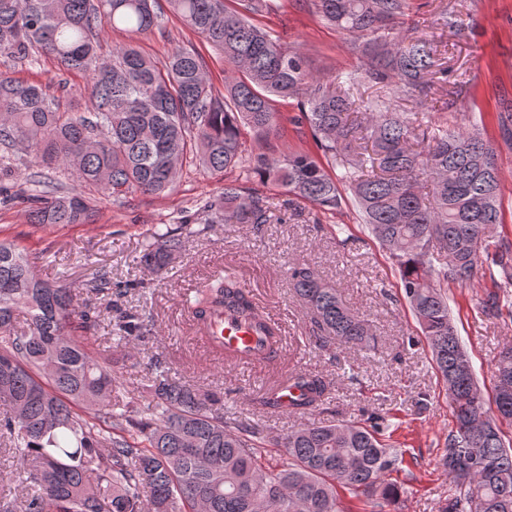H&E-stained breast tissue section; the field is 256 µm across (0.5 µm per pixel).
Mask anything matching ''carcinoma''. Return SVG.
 <instances>
[{
    "instance_id": "cac0c4a2",
    "label": "carcinoma",
    "mask_w": 512,
    "mask_h": 512,
    "mask_svg": "<svg viewBox=\"0 0 512 512\" xmlns=\"http://www.w3.org/2000/svg\"><path fill=\"white\" fill-rule=\"evenodd\" d=\"M192 32L220 50L230 67L219 97L202 58L177 48L160 65L134 43L101 57L102 33L131 35L157 25L160 0H0V56L26 60L41 51L67 72L87 78V112L67 107L71 91L49 96L37 84L0 73V170L24 166L16 195L30 204L32 224H93L100 199L139 191L161 195L185 163L213 173L258 176L334 213L349 193L363 224L389 253L403 299L414 314L448 391L453 427L440 459L450 494L439 512H512V451L498 420L512 423V346L495 371V409L474 373L448 307V287L467 286L489 271L480 298L486 318L512 319V242H491L502 223L500 168L478 132L433 115L435 91L448 93V69L435 64L425 40L402 34L409 0H314L318 18L364 39L357 69L313 75L300 47L249 16L280 8L273 0H165ZM363 84L377 94L357 104ZM411 98L417 111L401 112ZM279 99L297 101L289 118L308 127L315 150L278 156L246 148L248 133L282 138ZM498 124L512 138V104ZM46 165L76 183L66 187L29 172ZM226 224H266L270 203L242 180H224L205 204ZM186 225L157 234L143 255L162 270L185 243ZM290 277L315 315L321 348H365L368 320L309 265ZM229 307L263 326V312L230 277L198 292L194 317ZM97 318L76 305L64 282L37 278L29 256L0 242V438L10 440L23 512H351L340 490L363 497L369 512L397 501L390 475L404 462L382 436L385 416L355 423L304 425L270 438L258 424L224 419L211 390L152 377L144 401L112 402V367L71 333L74 320ZM300 392L292 412L322 404L323 377L294 370ZM287 462L273 465L268 449Z\"/></svg>"
}]
</instances>
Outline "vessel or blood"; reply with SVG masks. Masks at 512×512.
I'll use <instances>...</instances> for the list:
<instances>
[{"label":"vessel or blood","instance_id":"b4317fda","mask_svg":"<svg viewBox=\"0 0 512 512\" xmlns=\"http://www.w3.org/2000/svg\"><path fill=\"white\" fill-rule=\"evenodd\" d=\"M199 331L209 348L228 361L250 362L265 352L254 328L229 309H216Z\"/></svg>","mask_w":512,"mask_h":512}]
</instances>
